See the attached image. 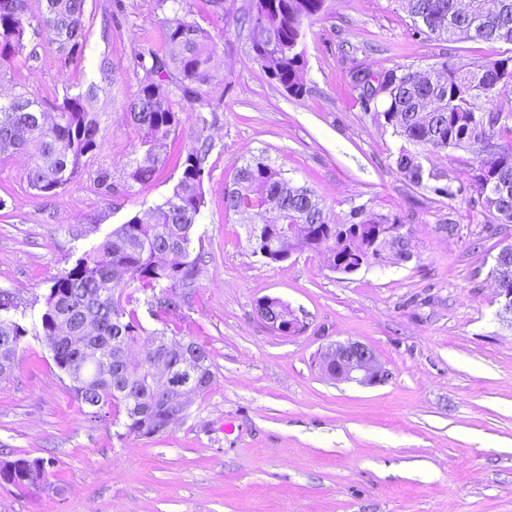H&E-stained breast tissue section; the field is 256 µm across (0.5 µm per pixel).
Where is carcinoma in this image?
Instances as JSON below:
<instances>
[{
	"label": "carcinoma",
	"instance_id": "carcinoma-1",
	"mask_svg": "<svg viewBox=\"0 0 512 512\" xmlns=\"http://www.w3.org/2000/svg\"><path fill=\"white\" fill-rule=\"evenodd\" d=\"M171 2L172 17L165 20V49L140 52L136 66L143 72L127 117L139 130L129 179L138 184L152 181L166 163L163 149L182 119L205 126L202 109L187 114L176 111V99L188 100L193 85L209 80L216 52L211 36L183 13L182 0ZM325 0H264L259 4L266 18L262 32L266 54L276 71L270 77L289 94L305 92L306 26L317 17ZM421 34L438 40L472 39L512 45V0H497L493 10L484 0H469L470 27H454L452 19L462 11L460 0H397ZM85 0H0V84L15 61L26 53L28 34L42 31L56 45L65 67L85 62ZM437 78L409 67L385 68L367 74L353 69L363 111L374 112L392 126L405 143L428 152L462 150L470 153L467 181L435 185L431 191L453 198L472 189L484 209L499 224H512V124L503 111L490 108L500 92L512 89V55L481 64L444 61L433 66ZM88 93L73 86L63 89L61 102L49 107L25 87L0 97V154L27 152L32 162L25 178L40 197L52 196L78 178L85 160L103 138L101 115L86 108ZM55 114H50V110ZM211 145L191 147L175 162L178 177L169 196L152 209L149 220L134 216L112 228L103 239L77 254L71 266L53 277L43 308L30 323L26 313L6 290L0 292V377L15 367L24 339H40L69 391L96 417L111 418L116 436L150 438L165 432L171 407L155 391L148 363L169 356L170 315L190 304L199 272L195 252L198 219L205 206L206 165ZM397 169L414 185L430 178L419 153L406 148L395 159ZM227 211L248 216L260 210L276 212L273 230L249 231L252 254L265 263L278 262L269 245L285 239L294 226H308L305 247L321 250L319 237L337 242L336 256L348 252L352 230H336L325 208L307 187L297 186L264 157L253 156L240 166L232 183L224 188ZM346 223L362 228L374 224H398L400 219L374 213L364 205L353 208ZM136 284L126 293L118 284ZM153 321L162 328L149 330ZM197 362L198 388L179 405L187 416L195 400L214 383V365L205 343L187 337ZM31 473V486L47 481L43 462L17 458L0 460V480L16 483Z\"/></svg>",
	"mask_w": 512,
	"mask_h": 512
}]
</instances>
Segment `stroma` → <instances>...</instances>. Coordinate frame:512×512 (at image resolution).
I'll use <instances>...</instances> for the list:
<instances>
[{
	"mask_svg": "<svg viewBox=\"0 0 512 512\" xmlns=\"http://www.w3.org/2000/svg\"><path fill=\"white\" fill-rule=\"evenodd\" d=\"M248 4L184 0L217 45L198 88L214 112L205 127L184 120L167 144L171 158L213 144L200 272L170 325L207 345L215 382L164 434L121 440L27 337L0 378V459L42 460L48 478L38 488L0 481V512H512V322L490 273L512 224L490 225L475 193L441 198L404 180L394 163L402 139L363 111L351 78L355 67L480 64L512 50L415 34L396 0H326L306 29V91L295 97L255 60L241 22ZM85 9V66H62L48 38L34 37V57L0 84L49 101L67 85H101L102 145L64 191L34 196L28 154L0 156V289L32 316L75 253L145 216L177 179L169 165L147 184L128 178L139 139L126 118L140 81L133 58L163 48L168 10L158 0H86ZM254 155L314 191L332 222L362 204L398 216L413 258L345 275L307 249L275 264L254 257L248 229L269 213L243 222L224 208L225 184ZM104 172L108 193L97 183ZM265 296L295 309L304 330H270L256 310ZM346 340L373 349L383 380L322 372L321 354Z\"/></svg>",
	"mask_w": 512,
	"mask_h": 512,
	"instance_id": "1",
	"label": "stroma"
}]
</instances>
